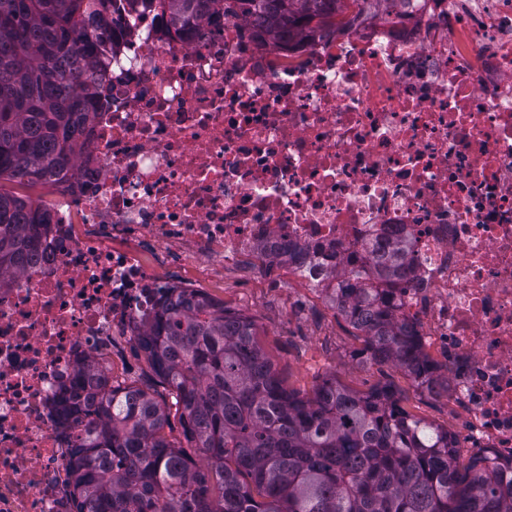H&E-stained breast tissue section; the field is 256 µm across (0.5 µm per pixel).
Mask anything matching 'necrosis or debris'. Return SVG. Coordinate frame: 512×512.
I'll use <instances>...</instances> for the list:
<instances>
[{"label":"necrosis or debris","mask_w":512,"mask_h":512,"mask_svg":"<svg viewBox=\"0 0 512 512\" xmlns=\"http://www.w3.org/2000/svg\"><path fill=\"white\" fill-rule=\"evenodd\" d=\"M119 18L89 149L0 286V512H76L86 417L61 401L196 291L167 250L225 267L293 244L319 290L339 258L404 244L393 303L448 358L461 448L512 458V0H409L291 38L234 14L181 38L159 0Z\"/></svg>","instance_id":"necrosis-or-debris-1"}]
</instances>
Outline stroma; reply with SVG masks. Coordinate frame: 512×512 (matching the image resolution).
<instances>
[{"mask_svg":"<svg viewBox=\"0 0 512 512\" xmlns=\"http://www.w3.org/2000/svg\"><path fill=\"white\" fill-rule=\"evenodd\" d=\"M167 267L255 321L258 342L287 388L308 393L327 375L360 392L386 384L407 411L464 435L465 422L449 410L446 393L431 395L419 389L396 365L363 366L352 360V352L362 346L361 337L287 268L267 271L252 263L220 274L204 262L180 265L173 255Z\"/></svg>","mask_w":512,"mask_h":512,"instance_id":"1","label":"stroma"}]
</instances>
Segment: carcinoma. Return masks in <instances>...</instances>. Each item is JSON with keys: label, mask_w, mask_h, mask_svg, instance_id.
<instances>
[{"label": "carcinoma", "mask_w": 512, "mask_h": 512, "mask_svg": "<svg viewBox=\"0 0 512 512\" xmlns=\"http://www.w3.org/2000/svg\"><path fill=\"white\" fill-rule=\"evenodd\" d=\"M227 0H161L175 32L220 18ZM273 36L308 35L350 9L390 16L404 0H235ZM112 0H0V279L17 273L46 224L31 196L82 152ZM402 249L341 262L325 302L363 338L360 364H394L430 390L437 365L385 286L407 276ZM254 321L203 292L163 301L140 350L170 401L150 388H95V423L68 466L79 512H512V462L459 465L457 440L404 410L382 385L362 393L324 377L289 390ZM176 415L186 444L165 429ZM206 461L197 467L193 455Z\"/></svg>", "instance_id": "cac0c4a2"}]
</instances>
